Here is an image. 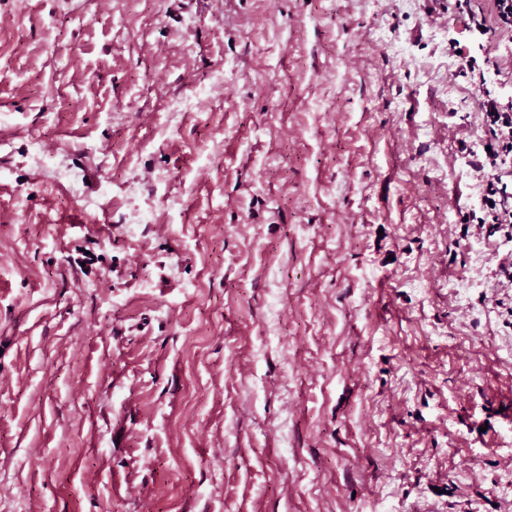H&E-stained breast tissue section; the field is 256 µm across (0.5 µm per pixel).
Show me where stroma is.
<instances>
[{
	"label": "stroma",
	"mask_w": 512,
	"mask_h": 512,
	"mask_svg": "<svg viewBox=\"0 0 512 512\" xmlns=\"http://www.w3.org/2000/svg\"><path fill=\"white\" fill-rule=\"evenodd\" d=\"M453 41L448 0H0V512H512Z\"/></svg>",
	"instance_id": "35a3bbf8"
}]
</instances>
